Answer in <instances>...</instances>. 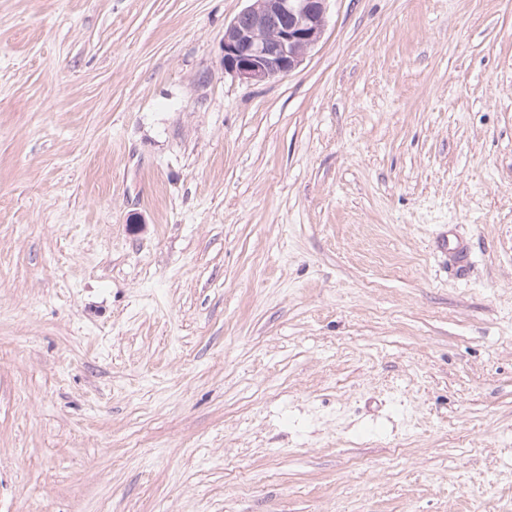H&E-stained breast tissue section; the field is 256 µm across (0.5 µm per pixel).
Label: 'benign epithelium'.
I'll return each mask as SVG.
<instances>
[{"instance_id":"benign-epithelium-1","label":"benign epithelium","mask_w":512,"mask_h":512,"mask_svg":"<svg viewBox=\"0 0 512 512\" xmlns=\"http://www.w3.org/2000/svg\"><path fill=\"white\" fill-rule=\"evenodd\" d=\"M326 0H257L242 14L250 17L251 28L240 26L234 18L224 27V71L248 82H263L285 76L300 62L296 47L305 41L315 42L325 26ZM275 22L280 26L279 42L268 47L252 38L251 30Z\"/></svg>"}]
</instances>
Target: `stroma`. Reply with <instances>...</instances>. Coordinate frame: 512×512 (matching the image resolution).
<instances>
[{
    "label": "stroma",
    "mask_w": 512,
    "mask_h": 512,
    "mask_svg": "<svg viewBox=\"0 0 512 512\" xmlns=\"http://www.w3.org/2000/svg\"><path fill=\"white\" fill-rule=\"evenodd\" d=\"M246 6L0 0V512H512V0ZM326 1L259 0L248 6L224 27L220 63L225 72L255 83L288 75L300 62L297 45L305 41L314 43L321 37ZM241 15L250 17L251 29L240 26ZM271 22L277 23L281 30L275 47L263 45L273 44L278 37L276 24L266 26ZM253 29H257L255 37L260 43L252 38ZM308 46L307 42L300 44L298 52L302 55Z\"/></svg>",
    "instance_id": "stroma-1"
}]
</instances>
